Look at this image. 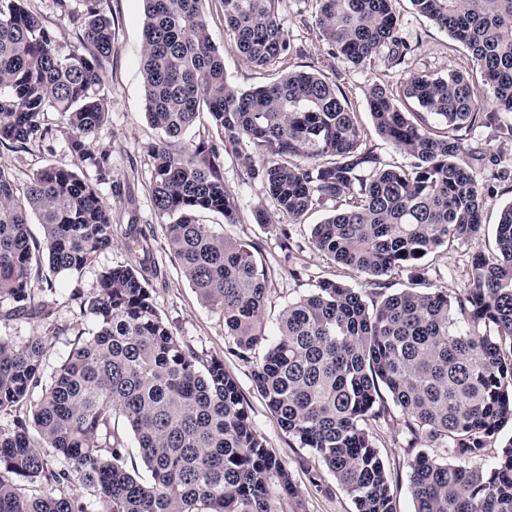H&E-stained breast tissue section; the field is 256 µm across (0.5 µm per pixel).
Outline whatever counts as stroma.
<instances>
[{"label":"stroma","instance_id":"obj_1","mask_svg":"<svg viewBox=\"0 0 512 512\" xmlns=\"http://www.w3.org/2000/svg\"><path fill=\"white\" fill-rule=\"evenodd\" d=\"M65 2V7L61 8L56 0H27V6L42 18L61 44L74 45L79 36L75 16L83 8L82 0ZM202 8L213 42L224 57V74L229 81L247 89L264 85L284 72L318 69L336 83L351 102L368 148L389 164L402 165L406 159L376 131L365 107L366 92L373 85H392L414 72L444 75L454 70L469 73L476 70L467 47L418 15L409 0L395 2L401 35L410 47L406 62L399 69L389 68L382 55L359 67L331 55L313 23L316 0H280L278 16L295 51L272 67L256 69L246 62L232 36L224 29L222 0H203ZM106 12L112 22L115 45L112 56L103 62L104 90L111 109L109 121L93 142L92 150L110 156V178L99 183L98 188L116 215L112 247L78 277L57 281L49 319L0 320V337L22 346L45 332H53L55 339L43 357L45 374H52L67 358L73 340L92 329L90 321L80 314L79 305L98 287L101 268L124 265L132 260L128 239L130 224L148 228L153 233L151 247L160 268L158 278L152 281L153 299L180 342L197 354L223 361L225 371L237 381L248 403L255 430L267 449L291 472L306 512H354L349 496L341 488H334L328 496L314 491L306 470L299 464L300 459L308 457V450L298 447L280 427L266 400L254 387L251 365L232 353L221 313L202 302L166 250L164 226L156 215L151 196L149 148L158 141L159 133L146 118L143 99L144 3L143 0H109ZM478 100L482 111L497 112L498 117L493 124L473 131L470 146L483 148L511 164L512 113L498 112L488 87H480ZM48 166L79 168L90 177L95 174L92 167H80L69 149L68 132L61 128L53 114L48 117L47 134L26 149L0 146V168L12 174L17 186H25L33 173ZM224 185L239 201L238 223H224L221 216L213 213L201 214L200 220L212 225L217 233L249 245L258 268L265 274L268 288L265 320L269 335H276L284 307L310 293L318 280L334 279L353 288L363 287L359 274L325 258L310 243L312 225L322 222L337 209V202L315 207L302 223H289L286 216L277 212L274 201L263 192L260 184L242 176L235 162L234 148L229 144L224 147ZM493 187V192L485 199V227L479 239L440 249L421 260L420 269L427 288L451 294L466 288L473 255L479 251L494 252L495 225L500 210L512 202V182L497 180ZM260 209L270 216V223L256 222L255 213ZM368 428L389 474L397 512H414L411 463L419 451L425 450L438 457L441 449L414 438L405 426L404 415L396 407L391 408L387 419L369 421Z\"/></svg>","mask_w":512,"mask_h":512}]
</instances>
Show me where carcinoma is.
Wrapping results in <instances>:
<instances>
[{
	"mask_svg": "<svg viewBox=\"0 0 512 512\" xmlns=\"http://www.w3.org/2000/svg\"><path fill=\"white\" fill-rule=\"evenodd\" d=\"M203 0H144L146 116L159 131L150 147L151 194L166 246L202 301L224 317L232 352L253 363L252 381L280 427L314 463L315 491L329 495L326 469L354 512H396L369 419L407 417L406 428L441 446L415 457V512H512V202L500 212L492 257L473 255L467 288L450 296L417 288L385 294L395 271L420 278L419 261L477 239L490 185L464 161L482 112L474 76L417 73L365 95L377 132L410 159L384 164L340 89L317 70L288 72L242 89L224 75ZM315 25L353 65L382 51L392 68L410 47L395 0H319ZM224 27L257 68L288 58L292 45L278 0H223ZM414 9L472 51L499 110L512 112V0H410ZM107 0H84L78 44L60 45L26 0H0V145L26 148L46 133L49 112L71 131L70 151L110 176L90 145L106 123L102 61L114 52ZM207 112L221 142L249 143L235 161L293 221L340 199L311 229L320 253L360 274L372 292L330 279L282 311L267 340L268 288L252 252L197 219L238 221L216 145L192 148L183 134ZM36 217L43 241L28 225ZM113 209L78 172L47 167L23 188L0 169V312L42 321L50 302L32 293L48 263L73 278L112 248ZM136 264L104 268L82 299L91 337H79L45 381V340L0 339V512H86L53 489L78 478L101 512H305L288 467L266 449L224 363L184 348L159 314L147 271L148 234L133 228ZM129 426L150 479L127 466L119 421ZM52 448L62 462L49 463Z\"/></svg>",
	"mask_w": 512,
	"mask_h": 512,
	"instance_id": "carcinoma-1",
	"label": "carcinoma"
}]
</instances>
